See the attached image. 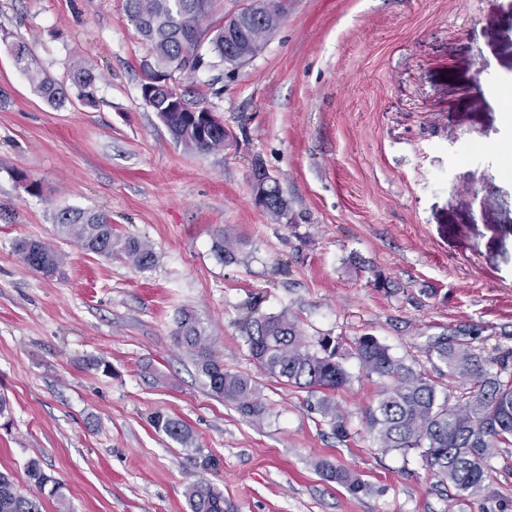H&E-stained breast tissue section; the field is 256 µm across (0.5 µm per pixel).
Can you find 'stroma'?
<instances>
[{
	"mask_svg": "<svg viewBox=\"0 0 512 512\" xmlns=\"http://www.w3.org/2000/svg\"><path fill=\"white\" fill-rule=\"evenodd\" d=\"M19 39L66 85L62 106L16 65ZM149 59L124 0H0V472L26 493L38 460L69 512H189L202 479L235 512H512V447L475 499L418 452L378 447L367 415L381 381L354 351L376 336L436 381L438 339L512 357V174L498 162L512 156V0H288L250 61L176 73L233 136L210 153L177 143L143 100ZM76 63L96 77L95 106L69 84ZM469 143L489 158L467 161ZM256 161L288 200L285 222L253 202ZM63 207L108 213L152 245L153 267L66 239ZM224 228L243 242L230 264L215 247ZM19 238L62 253L60 273L24 264ZM249 307L291 311L307 344L339 340L347 438L255 365L238 324ZM184 308L225 369L253 379L262 423L212 396L176 344ZM158 411L189 426L196 451L154 429ZM324 462L364 490L328 481Z\"/></svg>",
	"mask_w": 512,
	"mask_h": 512,
	"instance_id": "stroma-1",
	"label": "stroma"
}]
</instances>
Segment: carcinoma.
Instances as JSON below:
<instances>
[{"label": "carcinoma", "mask_w": 512, "mask_h": 512, "mask_svg": "<svg viewBox=\"0 0 512 512\" xmlns=\"http://www.w3.org/2000/svg\"><path fill=\"white\" fill-rule=\"evenodd\" d=\"M213 0H126L129 22L147 42L152 61L146 64L141 83L144 101L154 109L173 138L190 150L209 153L220 149L230 133L205 106L204 99L190 98L176 84L162 81L177 71L198 70L205 58L198 53L207 41L222 63L239 64L256 56L287 16H273L262 9L243 15L239 35L224 36V21L212 19ZM34 90L50 105L67 99L63 85L46 77L33 59L29 45L18 40L11 45ZM72 84L86 105L95 103V76L81 65L70 72ZM254 204L279 221L288 216V201L277 180L251 184ZM63 235L87 251L106 258L117 256L139 270L155 262L151 246L133 236L114 232L109 216L93 210L62 208L54 215ZM217 250L230 263L236 260L241 240L219 230ZM16 254L32 270L59 271L63 256L43 242L20 239ZM176 343L196 357L199 372L210 393L245 417L260 421L267 407L259 399L253 380L224 369L212 352L198 317L183 310L175 318ZM251 358L267 374L310 394L336 391L346 386L348 374L339 361L340 343L324 336L312 347L305 343L298 321L288 311L243 321ZM362 368L384 380L380 398L369 409L367 426L381 448L421 450L426 467L447 481L458 493L477 498L484 491L488 462L502 444L512 443V374L503 359L488 361L464 343H436L438 362L448 369L444 391L425 372L394 358L376 337L365 334L354 342ZM318 409L333 431L346 435L336 402L325 396ZM153 427L187 451L194 439L181 420L157 413ZM331 481L351 492L362 490L358 476L330 464L322 466ZM26 481L41 494L65 504L63 485L48 475L36 460L27 463ZM189 512H229L224 493L207 480L192 484L186 493ZM0 512H42L41 499L22 494L12 477L0 474Z\"/></svg>", "instance_id": "carcinoma-1"}]
</instances>
